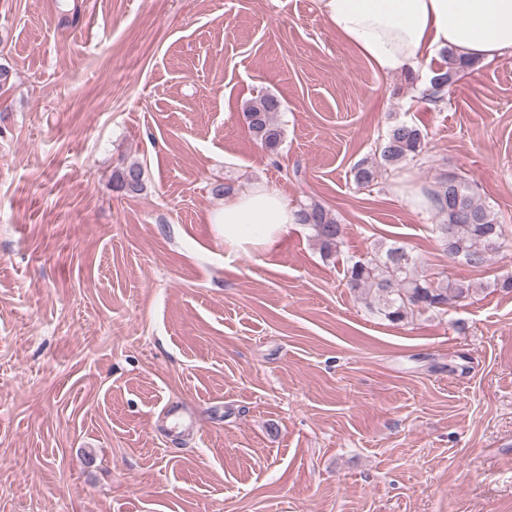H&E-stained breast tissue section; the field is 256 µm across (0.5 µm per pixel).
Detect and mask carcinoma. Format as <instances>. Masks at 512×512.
I'll use <instances>...</instances> for the list:
<instances>
[{
  "mask_svg": "<svg viewBox=\"0 0 512 512\" xmlns=\"http://www.w3.org/2000/svg\"><path fill=\"white\" fill-rule=\"evenodd\" d=\"M446 67L434 72L430 80L431 101H439L438 93L455 81L457 73L474 64L446 52ZM281 101L274 95H263L243 107L249 133L271 154L279 151L284 132L276 116ZM426 134L416 124L393 125L379 143L377 158L354 168V181L369 188L390 170L423 156ZM112 184L127 194L144 190V170L137 161L123 160L112 170ZM424 191L436 203L444 223L436 225L438 239L448 257L471 268L485 266L503 245L505 231L491 210L476 199L466 182L456 173H442ZM299 221L313 232L323 257L335 256L343 241V226L321 203L314 200L299 205ZM346 285L365 300L384 319L401 323L418 313H446L448 302L463 301L477 292L466 281L431 279L420 273V264L402 245L378 247L370 255L354 260L345 271Z\"/></svg>",
  "mask_w": 512,
  "mask_h": 512,
  "instance_id": "carcinoma-1",
  "label": "carcinoma"
}]
</instances>
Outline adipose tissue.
<instances>
[{"label": "adipose tissue", "instance_id": "adipose-tissue-1", "mask_svg": "<svg viewBox=\"0 0 512 512\" xmlns=\"http://www.w3.org/2000/svg\"><path fill=\"white\" fill-rule=\"evenodd\" d=\"M319 12L379 75L426 69L443 48L475 62L512 55V0H319ZM211 221L237 253L271 246L298 217L284 194L257 183Z\"/></svg>", "mask_w": 512, "mask_h": 512}]
</instances>
